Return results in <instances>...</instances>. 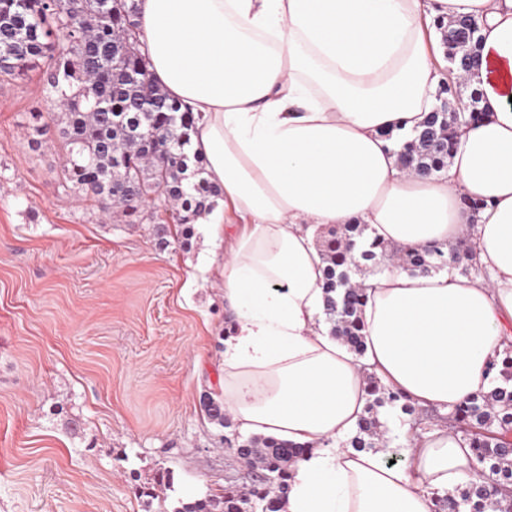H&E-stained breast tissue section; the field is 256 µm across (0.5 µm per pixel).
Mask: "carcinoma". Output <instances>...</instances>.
Instances as JSON below:
<instances>
[{
    "mask_svg": "<svg viewBox=\"0 0 512 512\" xmlns=\"http://www.w3.org/2000/svg\"><path fill=\"white\" fill-rule=\"evenodd\" d=\"M137 0H0V77L23 79L40 71L49 96L61 109L56 120L67 162L59 175L64 190L74 187L97 197L104 212L116 207L130 224L143 220L148 202L164 198L175 204L177 240L187 245L194 223L209 213L221 197L205 177V160L190 153L196 118L168 97L148 76L140 50ZM448 24L443 38L448 63L470 69L478 59L480 38L467 39ZM68 46L59 47L57 34ZM468 115H429L421 129L402 137L399 163L421 164L431 171L448 165L456 128L480 121L479 96L464 104ZM50 123L36 107L29 113L31 142L40 143ZM365 224H343L330 230L322 244L326 314L336 338L362 355L365 327L359 311L364 289L351 282L350 272L383 257L389 245L372 241L359 258L350 255ZM446 263L438 249L399 254V264L411 273L429 275ZM495 386L448 412V425L473 448L472 479L435 501V512H512V344L503 351ZM369 402L350 440L352 447L371 450L382 436L379 409L414 407L399 392L368 380ZM212 423L224 428L231 421L224 403L205 394L200 400ZM236 451L253 473L246 487H229L224 495L185 504L174 512H283L290 471L306 446L255 437Z\"/></svg>",
    "mask_w": 512,
    "mask_h": 512,
    "instance_id": "1",
    "label": "carcinoma"
}]
</instances>
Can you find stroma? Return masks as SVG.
I'll list each match as a JSON object with an SVG mask.
<instances>
[{"mask_svg":"<svg viewBox=\"0 0 512 512\" xmlns=\"http://www.w3.org/2000/svg\"><path fill=\"white\" fill-rule=\"evenodd\" d=\"M39 73L0 81V512H174L248 482L224 397L223 247L64 195L57 133L32 144Z\"/></svg>","mask_w":512,"mask_h":512,"instance_id":"35a3bbf8","label":"stroma"}]
</instances>
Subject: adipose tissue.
<instances>
[{
  "mask_svg": "<svg viewBox=\"0 0 512 512\" xmlns=\"http://www.w3.org/2000/svg\"><path fill=\"white\" fill-rule=\"evenodd\" d=\"M473 19L466 79L479 124H463L445 169L405 171L387 132L420 127L442 76L427 33ZM152 78L199 121L192 150L224 199L203 220L223 243L224 409L245 435L309 445L285 512H434L472 471L462 439L405 429L402 463L348 440L369 377L449 411L491 387L512 343V0H139ZM483 201L478 211L462 198ZM447 250L474 233L479 276L368 277L362 357L324 323L326 224Z\"/></svg>",
  "mask_w": 512,
  "mask_h": 512,
  "instance_id": "1",
  "label": "adipose tissue"
}]
</instances>
